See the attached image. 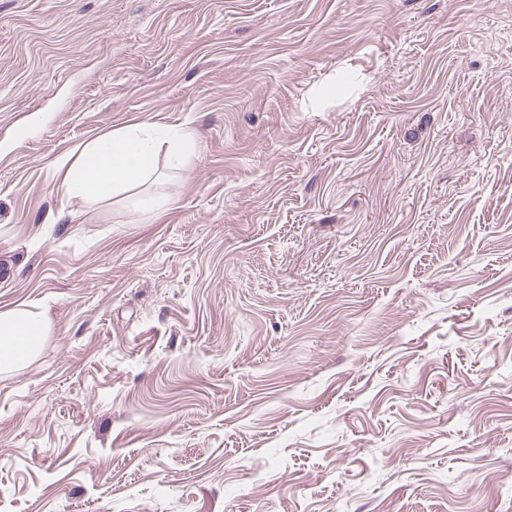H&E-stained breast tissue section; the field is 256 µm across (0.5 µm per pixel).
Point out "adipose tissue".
<instances>
[{
    "label": "adipose tissue",
    "instance_id": "ef3b65f1",
    "mask_svg": "<svg viewBox=\"0 0 512 512\" xmlns=\"http://www.w3.org/2000/svg\"><path fill=\"white\" fill-rule=\"evenodd\" d=\"M161 149L173 162H180L193 151L192 137L187 132L137 124L95 139L60 161L62 197L96 201L133 188L151 173ZM47 329V322L27 306L0 312V372L20 368L35 358Z\"/></svg>",
    "mask_w": 512,
    "mask_h": 512
}]
</instances>
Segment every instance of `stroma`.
<instances>
[{
  "mask_svg": "<svg viewBox=\"0 0 512 512\" xmlns=\"http://www.w3.org/2000/svg\"><path fill=\"white\" fill-rule=\"evenodd\" d=\"M138 123L197 149L62 203ZM21 302L0 512H512V0H0ZM48 323L27 306L0 312V372L20 368L37 356Z\"/></svg>",
  "mask_w": 512,
  "mask_h": 512,
  "instance_id": "stroma-1",
  "label": "stroma"
}]
</instances>
